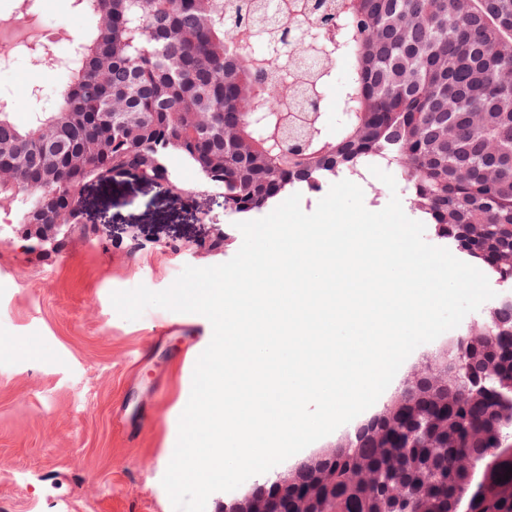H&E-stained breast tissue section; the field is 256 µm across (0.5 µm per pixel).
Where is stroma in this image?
<instances>
[{"mask_svg":"<svg viewBox=\"0 0 512 512\" xmlns=\"http://www.w3.org/2000/svg\"><path fill=\"white\" fill-rule=\"evenodd\" d=\"M26 12L39 38L28 49L0 46V97L21 124L56 107L64 77L44 84L43 53L69 56L93 25L72 0H28ZM350 76L336 58L324 90L327 136L345 118ZM170 167L180 191L132 174L86 187L89 214L111 224L74 226L55 253L29 252L15 234L0 243V512H173L161 480L192 381L171 354L199 330L190 314L157 307L126 320L110 295L161 291L185 266L224 263L242 234L221 188L179 157ZM214 226L231 236L220 250ZM123 413L139 419L136 432Z\"/></svg>","mask_w":512,"mask_h":512,"instance_id":"35a3bbf8","label":"stroma"}]
</instances>
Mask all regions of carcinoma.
Here are the masks:
<instances>
[{
  "label": "carcinoma",
  "instance_id": "carcinoma-1",
  "mask_svg": "<svg viewBox=\"0 0 512 512\" xmlns=\"http://www.w3.org/2000/svg\"><path fill=\"white\" fill-rule=\"evenodd\" d=\"M99 19L54 112L0 110V205L74 209L71 187L114 167L173 188L176 154L241 215L318 193L370 165L398 168L421 222L512 288V0H287L266 25L322 37L352 61L347 123L330 139L309 91L272 133L294 60L256 49L261 27L220 0H77ZM512 377V305L468 328L427 376L403 382L373 427L288 478L280 512H512V437L491 393ZM509 479H504V475Z\"/></svg>",
  "mask_w": 512,
  "mask_h": 512
}]
</instances>
